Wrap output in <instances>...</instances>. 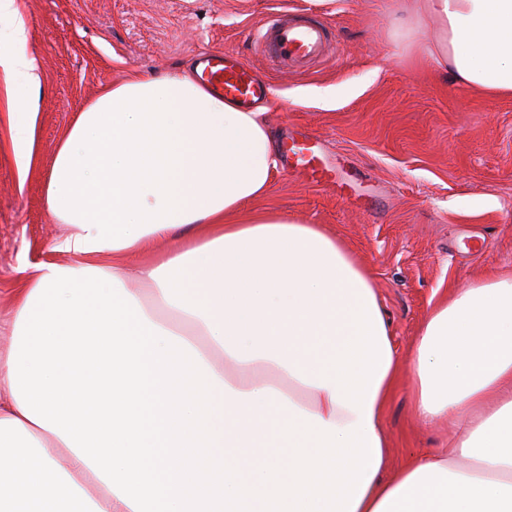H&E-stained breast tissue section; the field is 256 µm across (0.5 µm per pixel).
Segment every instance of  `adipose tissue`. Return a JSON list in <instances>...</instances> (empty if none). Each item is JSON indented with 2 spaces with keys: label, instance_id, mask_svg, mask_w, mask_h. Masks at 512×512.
<instances>
[{
  "label": "adipose tissue",
  "instance_id": "ef3b65f1",
  "mask_svg": "<svg viewBox=\"0 0 512 512\" xmlns=\"http://www.w3.org/2000/svg\"><path fill=\"white\" fill-rule=\"evenodd\" d=\"M403 11L435 20L441 73L512 98V0ZM24 43L19 26L0 44V72L27 84L10 123L23 172L40 90ZM277 167L263 113L182 69L131 74L76 112L45 183L74 261L20 268L0 349V512H512V274L457 289L422 323L414 406L448 442L386 477L402 366L390 324L369 271L321 225L241 220ZM187 375L232 472L214 494L186 470L201 415Z\"/></svg>",
  "mask_w": 512,
  "mask_h": 512
}]
</instances>
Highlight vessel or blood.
<instances>
[{
  "label": "vessel or blood",
  "mask_w": 512,
  "mask_h": 512,
  "mask_svg": "<svg viewBox=\"0 0 512 512\" xmlns=\"http://www.w3.org/2000/svg\"><path fill=\"white\" fill-rule=\"evenodd\" d=\"M256 41L263 52L295 69H306L322 57L328 46L323 25L312 22H286L270 17L259 29ZM199 77L210 90L244 108L264 106L271 86L259 78L253 66L239 54L219 51L204 54L198 61ZM294 170L305 172L316 184L329 175L318 165V158L307 143H292L288 148Z\"/></svg>",
  "instance_id": "obj_1"
}]
</instances>
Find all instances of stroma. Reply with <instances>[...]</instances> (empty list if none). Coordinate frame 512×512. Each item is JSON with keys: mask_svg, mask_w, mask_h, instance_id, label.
Masks as SVG:
<instances>
[{"mask_svg": "<svg viewBox=\"0 0 512 512\" xmlns=\"http://www.w3.org/2000/svg\"><path fill=\"white\" fill-rule=\"evenodd\" d=\"M394 2L14 0L0 16V40L23 26L41 88L35 153L22 177L7 94L22 81L0 73V324L12 321L20 267L72 261L55 248L66 227L48 215L44 184L75 112L131 72L191 67L218 50L239 53L268 77L265 110L276 143L292 134L319 140L335 175L318 185L278 168L249 212L321 224L342 239L370 270L401 355L441 294L511 273L512 98L488 101L412 62ZM280 12L323 20L327 57L296 73L258 52L254 32ZM321 88L332 97H319ZM383 427L398 465L444 439L419 424L405 376Z\"/></svg>", "mask_w": 512, "mask_h": 512, "instance_id": "35a3bbf8", "label": "stroma"}]
</instances>
